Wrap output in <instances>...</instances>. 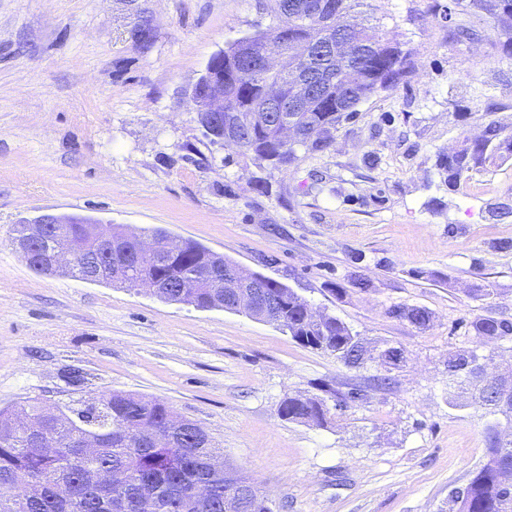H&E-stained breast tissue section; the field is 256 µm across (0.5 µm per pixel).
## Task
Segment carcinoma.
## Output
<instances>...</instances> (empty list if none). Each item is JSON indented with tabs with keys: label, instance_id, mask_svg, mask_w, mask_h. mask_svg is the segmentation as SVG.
Masks as SVG:
<instances>
[{
	"label": "carcinoma",
	"instance_id": "cac0c4a2",
	"mask_svg": "<svg viewBox=\"0 0 512 512\" xmlns=\"http://www.w3.org/2000/svg\"><path fill=\"white\" fill-rule=\"evenodd\" d=\"M455 4L462 14L487 15L504 38V47L512 50V0H455ZM355 6L357 0H328V9L319 17H287L279 13V0H268L267 9L277 23L224 49V57L214 67V75H224V108L254 115L264 105L262 86L254 75L239 74L242 57L259 63L275 50L318 71L326 65L310 49L311 31L320 26L333 36L341 21L348 18L353 24L346 35V58L333 64L336 83L305 111L290 113L296 125L320 126L323 135L293 143L281 138L279 130L258 122L240 148L259 160L275 158L285 164L296 158L299 147L322 150L361 103L407 81L414 68L411 53L388 41L381 25L360 22ZM504 132L491 121L481 138L463 141L448 155L440 164L448 186L455 187L464 174L512 155V134ZM107 233L112 234V262L119 264V275L112 274L106 264L96 282L124 287L147 278L169 287L171 302L236 311L231 289L211 277H199L235 261L193 239L183 240L174 262L162 264L137 256L132 236L118 227L106 232L98 224H51L46 237L33 244L25 258L33 270L45 273L43 261L55 238L66 236L77 246L78 263L59 272L78 278L85 263L98 260L93 245ZM245 276L276 301L273 324L293 340L328 352L348 367L360 368L370 360L360 336L344 322L314 312L307 300L270 277L254 271ZM391 314L423 329L432 323V314L425 308L396 307ZM470 328L481 345L512 335V322L491 316L474 318ZM482 359L475 350L448 356V378L456 386L448 404L482 409L512 425V385L505 388L487 382ZM326 393L334 397L336 408L346 409L361 399L355 389ZM94 399L97 405L90 408L81 407L77 400L65 404L34 400L0 411V486L20 489L11 498H0V512H271L246 475L241 476L246 495L237 502L224 499V468L211 464L221 448L196 424L175 429L178 415L167 404L118 392L100 393ZM278 413L288 421L322 426L330 407L319 396L288 397ZM87 433L100 440L89 457L80 448ZM485 442L483 461L465 487L451 492L449 512H512V438H504L495 423L486 428Z\"/></svg>",
	"mask_w": 512,
	"mask_h": 512
}]
</instances>
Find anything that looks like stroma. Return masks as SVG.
<instances>
[{
  "label": "stroma",
  "instance_id": "stroma-1",
  "mask_svg": "<svg viewBox=\"0 0 512 512\" xmlns=\"http://www.w3.org/2000/svg\"><path fill=\"white\" fill-rule=\"evenodd\" d=\"M368 2L413 73L328 148L274 168L212 142L189 96L213 54L272 25L265 0H0V409L67 401L76 368L84 395L156 398L195 421L272 512H448L492 421L449 406L448 355L478 350L490 374L512 366V338L481 347L469 328L512 322V158L455 189L438 163L488 122L512 131V56L453 0ZM461 23L474 41L450 39ZM43 212L196 240L405 361L349 368L242 313L35 273L14 229ZM474 283L495 288L492 302L466 294ZM397 306L428 309L431 327ZM387 372L391 388L376 387ZM323 386L364 399L321 427L279 417L282 400Z\"/></svg>",
  "mask_w": 512,
  "mask_h": 512
}]
</instances>
